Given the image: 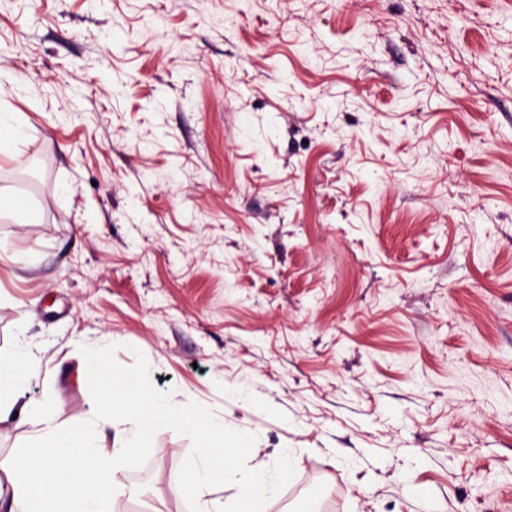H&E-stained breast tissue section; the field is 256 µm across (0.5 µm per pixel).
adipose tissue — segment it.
Masks as SVG:
<instances>
[{
    "mask_svg": "<svg viewBox=\"0 0 512 512\" xmlns=\"http://www.w3.org/2000/svg\"><path fill=\"white\" fill-rule=\"evenodd\" d=\"M35 368V356L23 350L0 358V425L33 412L43 423L27 450L0 454V499L9 498V512H101L104 498L122 492L115 479L118 461L145 447L159 422L197 428L201 447L189 459L179 490L200 502L202 512H262L288 481L290 452L283 448L277 465L253 469L236 499L217 506L207 498L211 485L256 451L247 432H227L195 406L176 408L149 396L122 373L112 374L81 422H66L59 404L25 400L24 384Z\"/></svg>",
    "mask_w": 512,
    "mask_h": 512,
    "instance_id": "obj_1",
    "label": "adipose tissue"
}]
</instances>
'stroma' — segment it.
I'll list each match as a JSON object with an SVG mask.
<instances>
[{
	"label": "stroma",
	"mask_w": 512,
	"mask_h": 512,
	"mask_svg": "<svg viewBox=\"0 0 512 512\" xmlns=\"http://www.w3.org/2000/svg\"><path fill=\"white\" fill-rule=\"evenodd\" d=\"M0 351L293 453L264 512H512V0H0ZM154 426L103 512H198Z\"/></svg>",
	"instance_id": "35a3bbf8"
}]
</instances>
